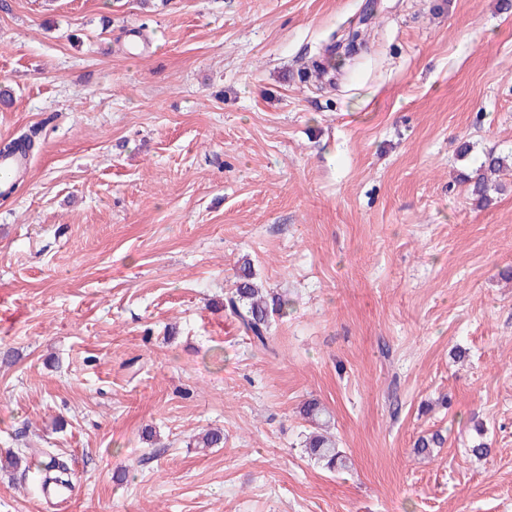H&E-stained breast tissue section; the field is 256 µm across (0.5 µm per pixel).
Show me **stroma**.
Segmentation results:
<instances>
[{"mask_svg": "<svg viewBox=\"0 0 512 512\" xmlns=\"http://www.w3.org/2000/svg\"><path fill=\"white\" fill-rule=\"evenodd\" d=\"M0 84V141L41 129L0 196V453L73 485L0 468V512H512V171L485 209L462 180L512 153V9L0 0ZM246 261L289 301L268 351L224 308ZM303 416L315 429L306 438L305 443V451L310 459L330 470L345 468L346 456L339 450L335 437L327 431L329 420L326 410L313 399L303 406ZM59 461L58 458L50 456L45 461L43 468H34V471L31 472V485L35 491L44 492L49 487L67 484L68 480L66 479L61 484L50 483L52 480L62 479V476L66 474L64 472L66 470L57 463Z\"/></svg>", "mask_w": 512, "mask_h": 512, "instance_id": "obj_1", "label": "stroma"}]
</instances>
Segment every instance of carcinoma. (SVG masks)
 <instances>
[{"instance_id": "1", "label": "carcinoma", "mask_w": 512, "mask_h": 512, "mask_svg": "<svg viewBox=\"0 0 512 512\" xmlns=\"http://www.w3.org/2000/svg\"><path fill=\"white\" fill-rule=\"evenodd\" d=\"M38 130L29 129L26 133L0 142V154L10 153L20 147L33 149ZM512 167V155L503 156L493 152L484 154L483 158L464 175L463 180L469 183L470 198L477 208H486L493 203V194L505 191V185L497 181L499 174L506 168ZM225 307L237 319L244 335L264 349L270 343V318L273 313H287L288 302L279 296L270 298L263 295L253 281L251 266H243L238 274L235 288L227 294ZM303 416L314 426V431L306 438L305 451L314 461L323 464L330 470L346 467V456L339 450L336 439L328 432L326 410L315 399L303 406ZM445 442L444 437L435 432L428 436L419 437L414 445L418 454L429 456L433 449ZM199 448H221L224 446V432L210 430L196 441ZM8 463L18 469L24 468L31 472V485L36 491H45L65 475L64 468L55 457L45 461L43 468L30 469L28 460L13 452L7 455Z\"/></svg>"}]
</instances>
